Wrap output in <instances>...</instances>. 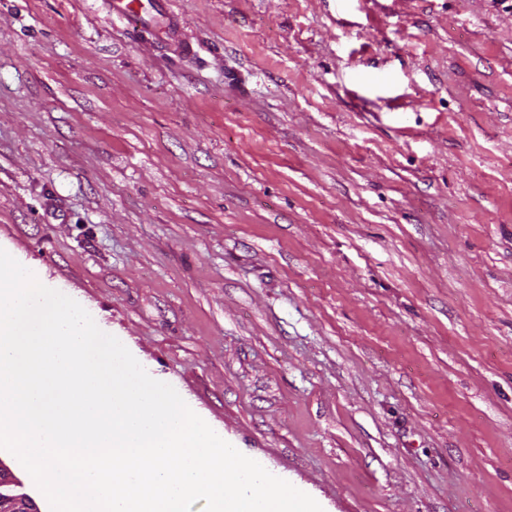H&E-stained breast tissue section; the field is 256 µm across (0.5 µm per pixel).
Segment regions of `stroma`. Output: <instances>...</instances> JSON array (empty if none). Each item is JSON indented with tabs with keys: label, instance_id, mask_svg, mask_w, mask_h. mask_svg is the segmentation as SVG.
I'll return each mask as SVG.
<instances>
[{
	"label": "stroma",
	"instance_id": "35a3bbf8",
	"mask_svg": "<svg viewBox=\"0 0 512 512\" xmlns=\"http://www.w3.org/2000/svg\"><path fill=\"white\" fill-rule=\"evenodd\" d=\"M0 0V248L323 512H512V0ZM165 0H151L150 9L144 10L139 0H110L112 4V16L116 15L118 18L129 22H142L145 16H150L152 19L159 21L162 17V4Z\"/></svg>",
	"mask_w": 512,
	"mask_h": 512
}]
</instances>
